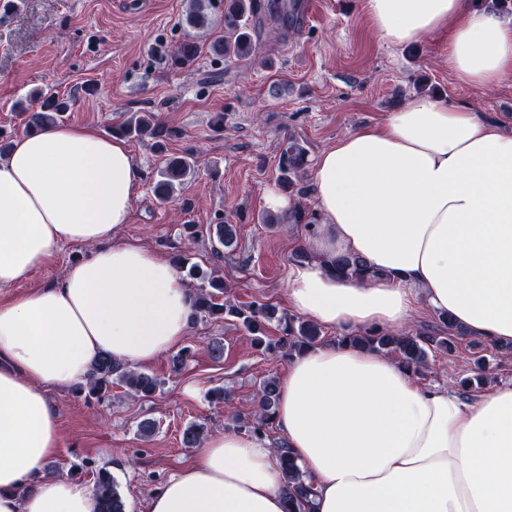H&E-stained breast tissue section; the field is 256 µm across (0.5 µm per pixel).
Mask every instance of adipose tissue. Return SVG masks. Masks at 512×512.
<instances>
[{
	"label": "adipose tissue",
	"mask_w": 512,
	"mask_h": 512,
	"mask_svg": "<svg viewBox=\"0 0 512 512\" xmlns=\"http://www.w3.org/2000/svg\"><path fill=\"white\" fill-rule=\"evenodd\" d=\"M390 46L446 35L449 70L512 74V18L477 0H365ZM144 171L119 137L46 124L0 158V291L63 244L86 249L53 284L0 300V512H95L94 486L49 474L60 428L46 389L87 383L107 354L151 364L188 334L193 291L159 251L120 239ZM319 224L289 266V308L341 333L399 329L417 306L512 344V134L466 106L417 98L349 133L312 168ZM340 254L370 279L336 274ZM275 421L314 485L313 512H512V383L465 397L396 358L325 342L294 357ZM277 452L211 433L150 512H285Z\"/></svg>",
	"instance_id": "adipose-tissue-1"
}]
</instances>
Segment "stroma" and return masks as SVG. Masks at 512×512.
<instances>
[{
	"mask_svg": "<svg viewBox=\"0 0 512 512\" xmlns=\"http://www.w3.org/2000/svg\"><path fill=\"white\" fill-rule=\"evenodd\" d=\"M188 8L189 0H19L14 7L0 0V131L23 134L14 105L41 88L72 97L66 123L107 134L133 113L153 111L171 135L162 154L152 140H130L145 180L120 236L170 256L186 242L184 225H236L237 246L223 260L213 258L209 235L190 243L194 261L224 277L232 303L289 311L288 268L308 233L300 224L261 221L266 193L280 187L279 155L288 139L313 160L340 137L428 94L468 105L491 121L512 119V75L490 88L460 83L439 37L386 45L369 26L364 0H316L308 24L264 28L256 54L230 62L208 48L224 34V0H210L202 51L191 68L176 71L167 56L190 32ZM88 84L93 92H85ZM219 112L220 132L212 125ZM189 153L198 161L193 177L175 199L159 203L152 183L165 155ZM84 256V247L64 245L15 292L58 280ZM216 342L224 346L219 359L211 354ZM184 344L192 356L181 367H174L170 351L144 366L162 382L152 399L118 385L102 402L73 388L49 389L60 422L53 471L67 476L77 466L106 468L127 512H149L152 494L196 455L182 444L184 429L193 423L211 433L234 429V415L252 404L260 381L282 378L288 369V359L258 352L231 318L192 323ZM470 357L464 342L453 355L435 354L419 381L454 383ZM215 386L225 388L224 403L208 401ZM145 419L158 424L149 438L138 432Z\"/></svg>",
	"mask_w": 512,
	"mask_h": 512,
	"instance_id": "35a3bbf8",
	"label": "stroma"
}]
</instances>
